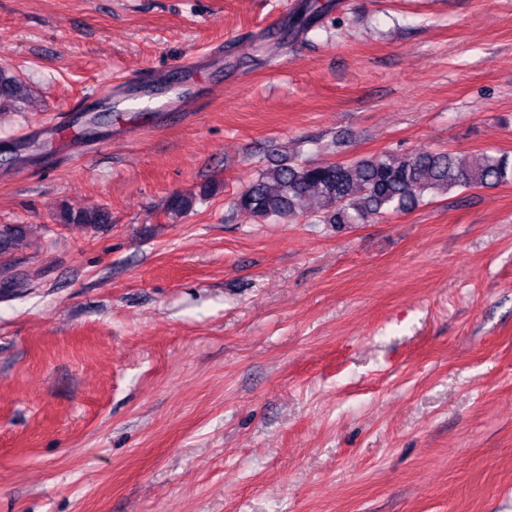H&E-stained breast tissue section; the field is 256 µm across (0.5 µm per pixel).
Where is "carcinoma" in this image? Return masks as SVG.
<instances>
[{"mask_svg": "<svg viewBox=\"0 0 512 512\" xmlns=\"http://www.w3.org/2000/svg\"><path fill=\"white\" fill-rule=\"evenodd\" d=\"M323 5L312 0L288 21V35L294 38L311 30ZM28 97L26 85L0 65V103L22 102ZM512 184V160L506 155H484L473 163H462L445 151L417 153L383 152L348 162L309 164L297 157L284 158L261 170L233 199V207L261 222L276 218L294 222L301 217L319 224H362L373 216L397 214L415 207L431 194L453 189ZM318 206H307L311 196ZM196 203L192 194L169 197L166 211L184 216ZM64 224H106L109 212L101 207L77 211L65 209L59 216Z\"/></svg>", "mask_w": 512, "mask_h": 512, "instance_id": "1", "label": "carcinoma"}]
</instances>
